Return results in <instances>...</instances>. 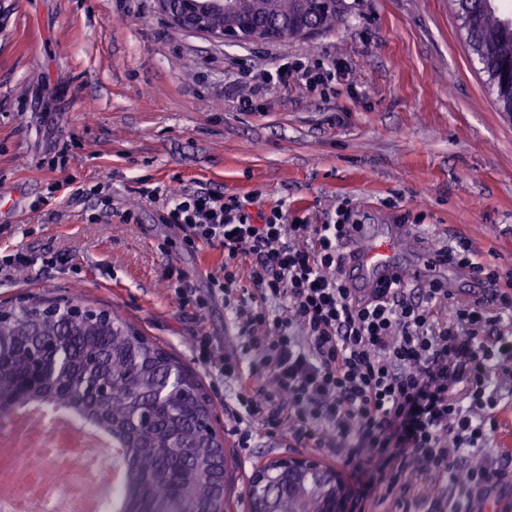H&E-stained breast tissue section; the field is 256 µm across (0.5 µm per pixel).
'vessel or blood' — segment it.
Instances as JSON below:
<instances>
[{"label": "vessel or blood", "instance_id": "vessel-or-blood-1", "mask_svg": "<svg viewBox=\"0 0 512 512\" xmlns=\"http://www.w3.org/2000/svg\"><path fill=\"white\" fill-rule=\"evenodd\" d=\"M355 245L344 264V277L358 296H367L390 286L397 277L427 278L433 271L423 262L406 268L402 253L410 237L402 224H357L351 229Z\"/></svg>", "mask_w": 512, "mask_h": 512}]
</instances>
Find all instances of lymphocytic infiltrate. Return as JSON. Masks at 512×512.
I'll use <instances>...</instances> for the list:
<instances>
[{
    "label": "lymphocytic infiltrate",
    "instance_id": "1",
    "mask_svg": "<svg viewBox=\"0 0 512 512\" xmlns=\"http://www.w3.org/2000/svg\"><path fill=\"white\" fill-rule=\"evenodd\" d=\"M335 76V68L298 59L264 82L318 86ZM140 193L165 197L163 221L182 230L187 247L224 255L209 294H197L176 268L166 278L194 315L219 297L234 316L240 352L216 356L204 333L194 347L205 369L236 386L241 446L261 433L342 452L354 478L350 512H459L449 490L486 503L512 489V457L489 450L501 427L490 385L512 372V338L489 331L512 320V290L467 239L433 254L482 280L484 298L462 301L440 280L400 278L362 299L342 274L347 206L334 219L296 225L282 206L255 216L221 192ZM475 455L479 467L458 482Z\"/></svg>",
    "mask_w": 512,
    "mask_h": 512
}]
</instances>
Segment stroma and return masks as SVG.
Here are the masks:
<instances>
[{
	"instance_id": "obj_1",
	"label": "stroma",
	"mask_w": 512,
	"mask_h": 512,
	"mask_svg": "<svg viewBox=\"0 0 512 512\" xmlns=\"http://www.w3.org/2000/svg\"><path fill=\"white\" fill-rule=\"evenodd\" d=\"M301 58L335 64L317 89L269 86L241 110L240 72ZM282 202L319 224L340 203L363 224H408L420 246L469 239L512 276V114L479 73L451 0H344L307 42H221L173 25L156 0H0V255L65 266L0 282V304L73 298L160 342L200 378L228 453L227 512H247L255 472L293 455L287 440L243 448L192 338L237 347L215 301L200 318L168 288V266L199 290L218 251L184 249L140 184ZM102 184L111 221L75 187ZM132 213L131 223L122 216Z\"/></svg>"
}]
</instances>
